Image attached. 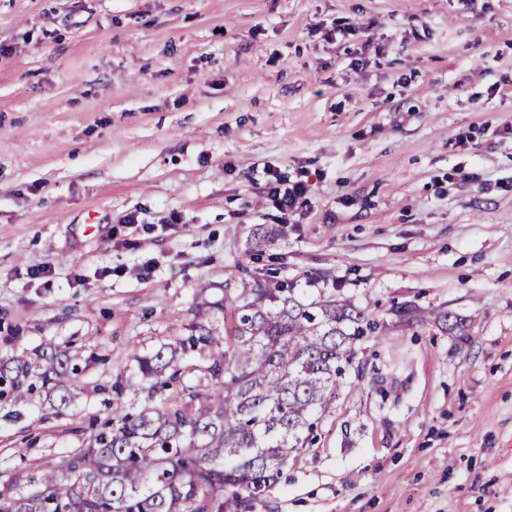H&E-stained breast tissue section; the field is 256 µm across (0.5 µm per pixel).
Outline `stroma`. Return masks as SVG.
I'll return each mask as SVG.
<instances>
[{"label": "stroma", "mask_w": 512, "mask_h": 512, "mask_svg": "<svg viewBox=\"0 0 512 512\" xmlns=\"http://www.w3.org/2000/svg\"><path fill=\"white\" fill-rule=\"evenodd\" d=\"M270 167L311 192L256 254ZM275 262L394 329L251 512H512V0H0V356L91 357L74 408L0 418V472Z\"/></svg>", "instance_id": "1"}]
</instances>
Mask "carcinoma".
<instances>
[{
	"instance_id": "1",
	"label": "carcinoma",
	"mask_w": 512,
	"mask_h": 512,
	"mask_svg": "<svg viewBox=\"0 0 512 512\" xmlns=\"http://www.w3.org/2000/svg\"><path fill=\"white\" fill-rule=\"evenodd\" d=\"M286 230L258 225L261 247ZM338 288L305 303L257 270L193 306L157 348L135 347L102 419L57 469L33 462L0 482V512H246L315 438L366 336L388 327ZM81 352L48 344L0 356V410L60 416L76 399ZM139 381L143 401L127 398Z\"/></svg>"
}]
</instances>
